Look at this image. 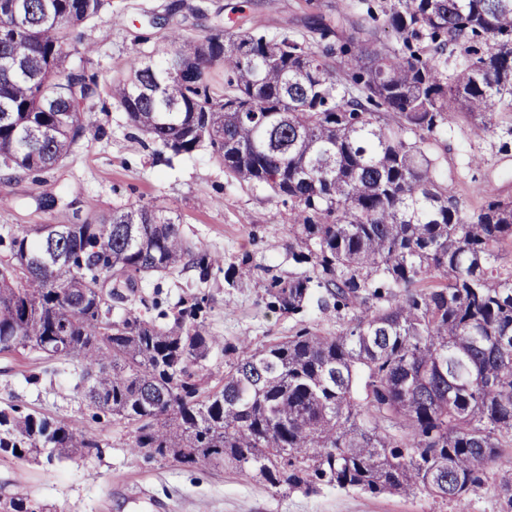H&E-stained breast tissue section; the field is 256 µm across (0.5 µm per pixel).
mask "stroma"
Segmentation results:
<instances>
[{"label": "stroma", "mask_w": 512, "mask_h": 512, "mask_svg": "<svg viewBox=\"0 0 512 512\" xmlns=\"http://www.w3.org/2000/svg\"><path fill=\"white\" fill-rule=\"evenodd\" d=\"M172 0H113L111 13L96 27H85L92 54H71L67 67L98 76V93L86 107L96 114L62 164L39 175L0 174V225L20 234L38 224H78L94 213L128 204H146L171 211L180 229L202 242L216 264L207 283L191 271H177L160 290L146 286L137 294L163 304L205 292L210 306L204 324L224 339L225 353L206 362L213 379L224 376L235 360L240 339L252 345L293 335L308 327L322 333L336 330L334 311L308 307L285 316L267 309L264 286L271 277H287L298 264L285 248L288 207L262 189L237 182L223 163L205 148L174 167L156 162L154 147L129 127L112 105L109 84L128 74L130 59L165 43L171 29L197 37L223 23L234 7L246 20L271 32H305L315 14L338 18L356 14L361 0H183L169 13ZM512 127V107L503 106L494 124L475 131L464 113H453L448 135L436 151L454 192L467 210L484 197L512 199V150L503 151ZM482 157L469 167L471 155ZM53 194L64 204L52 211L38 207L40 196ZM256 266L253 276L228 287L224 273L243 257ZM74 363L48 360L34 352L0 353V410L19 407L78 428L98 441L100 453L62 461L45 457L17 459L0 453V496H26L52 505L55 512H462L455 502L424 495L370 494L320 484L316 489L271 487L233 470L185 467L153 460L129 450L132 432L112 418H93L75 388Z\"/></svg>", "instance_id": "1"}]
</instances>
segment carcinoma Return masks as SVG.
<instances>
[{
    "label": "carcinoma",
    "instance_id": "1",
    "mask_svg": "<svg viewBox=\"0 0 512 512\" xmlns=\"http://www.w3.org/2000/svg\"><path fill=\"white\" fill-rule=\"evenodd\" d=\"M112 0H0V171L45 172L95 121L98 78L69 69L78 28ZM352 33L313 49L230 18L199 39L171 31L112 82V104L171 164L211 147L234 179L288 203L301 271L266 285L290 316L311 301L336 333L241 346L212 383L224 342L209 297L146 318L135 288L175 270L205 281L216 259L145 205L11 236L0 260V353L76 362L92 417L132 428L130 450L228 468L273 487L315 480L371 494L467 503L494 484L512 509V200L468 212L433 146L449 112L512 105V0H382ZM343 61L346 81L331 75ZM395 114V123L381 114ZM250 257L224 275L252 274ZM112 279L107 296L100 276ZM88 455L96 440L35 413L0 411V452ZM0 512H47L27 497Z\"/></svg>",
    "mask_w": 512,
    "mask_h": 512
}]
</instances>
